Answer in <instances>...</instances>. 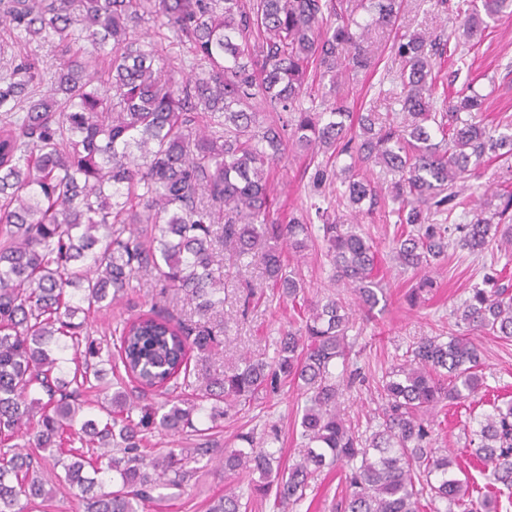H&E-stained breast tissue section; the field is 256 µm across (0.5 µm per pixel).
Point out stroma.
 Returning <instances> with one entry per match:
<instances>
[{
  "label": "stroma",
  "instance_id": "obj_1",
  "mask_svg": "<svg viewBox=\"0 0 512 512\" xmlns=\"http://www.w3.org/2000/svg\"><path fill=\"white\" fill-rule=\"evenodd\" d=\"M454 27L450 12L436 6L435 0H403L395 30L374 28L366 34L365 44L374 53L375 63L359 72L353 82L340 86V101L352 112L370 108L396 119L402 84L400 65L391 53L394 33L428 36L450 32ZM436 68L440 89L446 95H457L469 86L482 96L485 116L512 114V17L490 22L479 42L465 47L463 55L438 59ZM312 160L323 164L327 156L320 153ZM312 160L291 155L273 171L271 187L280 220L300 216L303 208L309 206L313 171L308 163ZM459 186L470 209L456 211L450 218L454 224L469 222L472 209L496 207L503 195L512 193V158L485 159L476 175L460 181ZM325 205L339 223L358 224L360 231L376 244L380 258L375 277L384 297L371 312H357L347 332L350 355L345 371L351 376V385L345 388L338 402L341 415L358 424L360 432L368 436L376 431L378 415L385 405L381 396L383 378L403 362L407 351L421 337L454 328L455 309L490 269L500 270L501 285L512 286V251H505L494 240L477 257L453 244L448 249L447 260L428 268L427 272L405 271L390 258L397 226L387 206H377L372 212L356 217L345 204L337 202L331 191L326 194ZM283 261L300 267L306 297L333 293L352 300L351 289L332 281V267L322 244H315L298 257L284 252ZM424 274L433 279V288L422 293L417 303H409L408 294ZM132 284V289L119 302L91 312L86 323L91 337H103L117 321L136 316L154 305L174 318L197 322L193 304L163 291L153 275L138 274ZM224 288V309L209 319L210 326L219 333L218 344L208 360L211 368L223 370L244 354L274 357L281 332L297 319L291 300L275 294L261 265L244 260L231 265ZM249 292L254 293L256 300L247 306L243 299ZM476 342L482 351L487 397L440 410L433 418L432 445L448 449L470 484L483 487L493 482L489 469L464 454L470 437V418L489 412L490 397L512 399V341L480 336ZM305 403L302 390L288 381L277 393L229 410L224 418L213 423L205 437L171 435L157 429L148 431L144 443L148 454L161 455L171 448H195L202 443L211 452L200 457L195 477L178 489H158L154 500L146 503L144 512H207L211 502L228 491L248 501V512H273L271 498L254 488L258 475L226 474L219 452L240 447V434L249 432L258 439L274 431L278 434L277 446L283 464L292 465L302 442L297 420ZM344 471L341 465L323 471L307 490L305 499L289 506L287 512H338L348 493Z\"/></svg>",
  "mask_w": 512,
  "mask_h": 512
}]
</instances>
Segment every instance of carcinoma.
Here are the masks:
<instances>
[{
  "label": "carcinoma",
  "mask_w": 512,
  "mask_h": 512,
  "mask_svg": "<svg viewBox=\"0 0 512 512\" xmlns=\"http://www.w3.org/2000/svg\"><path fill=\"white\" fill-rule=\"evenodd\" d=\"M369 20L354 19L350 0H0V57L15 58L17 41L65 47L47 90L38 59L0 73V444L36 424L31 445L64 469L80 490L84 512H139L153 491L179 487L194 473L193 448L151 456L145 431L200 432L193 416L225 414L290 379L308 395L301 421L306 440L288 470L279 450L224 451V471L259 473L256 489L273 495L274 508L298 504L325 468L345 462L351 492L343 512H497V496L474 502L468 483L431 447L425 416L463 404L483 388L478 347L464 334L426 336L382 385L386 407L376 431L365 437L337 412L346 362V302L303 299L305 314L277 341L270 360L243 356L221 372L190 367L191 353L217 345L212 329L183 322L151 307L112 329L116 343L86 337L74 321L114 302L139 271L156 273L163 288L184 295L204 318L224 308V272L214 267L222 247L235 260L259 262L268 279L292 301L304 290L300 271L286 270L279 244L299 254L315 244L311 219L281 224L273 217L269 174L290 150H322L375 162L397 176L390 213L408 226L392 241L401 266L423 270L448 257L449 231L457 244L481 254L501 237L512 246V225L500 218L512 208L480 212L452 227L429 215L466 208L456 182L486 157L512 156V115L484 122L478 94L437 100L436 60L456 53L451 36L400 37L392 52L401 62L398 98L409 121L399 128L377 112L353 115L336 102L321 112L302 108L311 75L352 79L372 65L363 48L370 27H394L398 0H365ZM466 41L487 28L486 19L512 14V0H458ZM336 18V24L328 18ZM153 22L189 45L199 72L178 76L143 40ZM86 42L90 48L80 47ZM271 110L263 126L252 100ZM342 197L352 206L377 203L371 181L349 177ZM322 242L333 280L352 288L359 307L378 302L373 281L378 253L354 224H338L317 203ZM456 309L467 327L512 339V294L484 278ZM121 368L141 394L161 398L133 417L129 390L97 403L103 416L75 429L87 402L82 392L100 388L104 365ZM195 386L200 402L174 395ZM472 455L493 480L512 489V400L492 405L476 419ZM79 443L74 448L72 444ZM35 457L0 452V512H28L50 499ZM241 497L226 494L209 512H242Z\"/></svg>",
  "instance_id": "cac0c4a2"
}]
</instances>
